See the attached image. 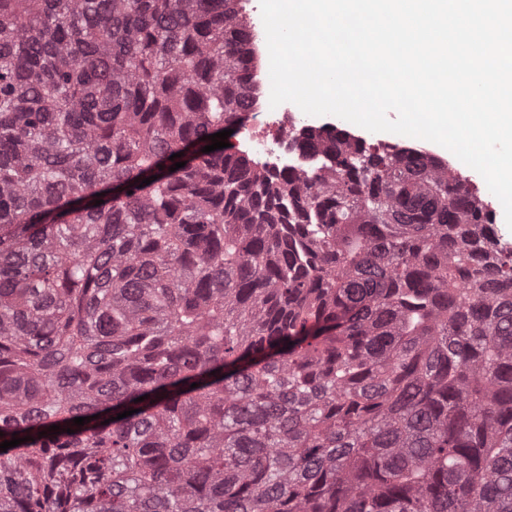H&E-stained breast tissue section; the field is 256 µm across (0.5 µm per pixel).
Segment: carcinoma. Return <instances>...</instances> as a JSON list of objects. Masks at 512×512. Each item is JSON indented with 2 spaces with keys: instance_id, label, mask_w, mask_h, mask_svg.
Here are the masks:
<instances>
[{
  "instance_id": "carcinoma-1",
  "label": "carcinoma",
  "mask_w": 512,
  "mask_h": 512,
  "mask_svg": "<svg viewBox=\"0 0 512 512\" xmlns=\"http://www.w3.org/2000/svg\"><path fill=\"white\" fill-rule=\"evenodd\" d=\"M243 8L0 0V512H512V250L428 153L202 152Z\"/></svg>"
}]
</instances>
